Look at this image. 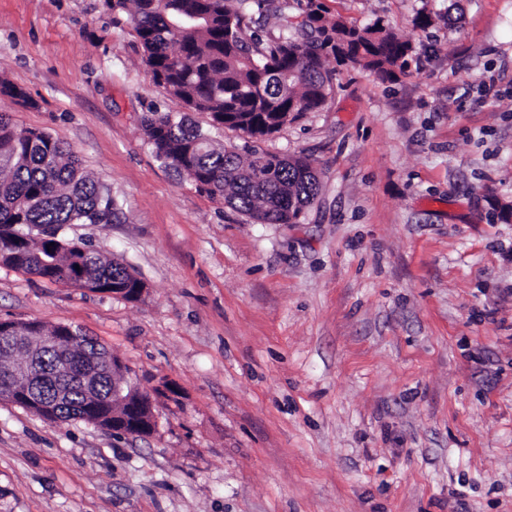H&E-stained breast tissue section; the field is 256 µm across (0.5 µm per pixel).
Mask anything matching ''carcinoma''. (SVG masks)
Here are the masks:
<instances>
[{
	"instance_id": "1",
	"label": "carcinoma",
	"mask_w": 512,
	"mask_h": 512,
	"mask_svg": "<svg viewBox=\"0 0 512 512\" xmlns=\"http://www.w3.org/2000/svg\"><path fill=\"white\" fill-rule=\"evenodd\" d=\"M104 7L133 24L155 82L187 111L208 118L203 127L180 112L145 113L142 126L156 159L255 224H298L318 196L308 158L268 153L258 142L325 107L335 80L327 60L395 81L414 51L391 28L350 26L326 16L316 0H308L301 29L265 41L247 35L246 15L231 0H104ZM0 96L33 105L2 78ZM220 127L239 132L242 144H215L210 129ZM117 211L71 146L44 131L18 130L0 112V265L63 285L75 276L81 284L72 287L98 293L141 288L120 261L94 250L86 257V244L59 235L70 224H110ZM46 236L57 239L51 253ZM105 352L84 334L73 343L77 360ZM86 400L71 381L69 404L54 407L47 420L83 419Z\"/></svg>"
}]
</instances>
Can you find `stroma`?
<instances>
[{"label": "stroma", "mask_w": 512, "mask_h": 512, "mask_svg": "<svg viewBox=\"0 0 512 512\" xmlns=\"http://www.w3.org/2000/svg\"><path fill=\"white\" fill-rule=\"evenodd\" d=\"M415 50L394 82L339 68L323 110L264 140L310 157L298 224H253L153 156L180 111L102 0H0V97L119 203L76 224L137 300L0 265V320L96 338L154 432L0 400V512H512V0H320ZM437 15L426 31L412 19Z\"/></svg>", "instance_id": "stroma-1"}]
</instances>
